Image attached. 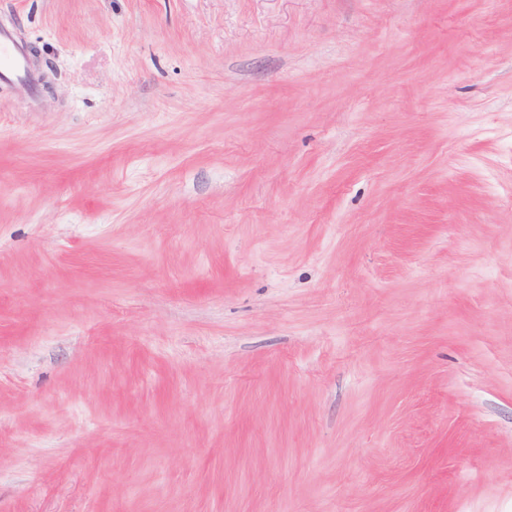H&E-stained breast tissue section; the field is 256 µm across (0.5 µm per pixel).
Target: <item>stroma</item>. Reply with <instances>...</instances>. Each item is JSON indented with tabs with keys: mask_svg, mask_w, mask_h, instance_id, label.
I'll return each mask as SVG.
<instances>
[{
	"mask_svg": "<svg viewBox=\"0 0 512 512\" xmlns=\"http://www.w3.org/2000/svg\"><path fill=\"white\" fill-rule=\"evenodd\" d=\"M0 26V512H512V0ZM0 77L15 78L34 90L35 81L28 70L26 55L14 37L4 30H0Z\"/></svg>",
	"mask_w": 512,
	"mask_h": 512,
	"instance_id": "stroma-1",
	"label": "stroma"
}]
</instances>
